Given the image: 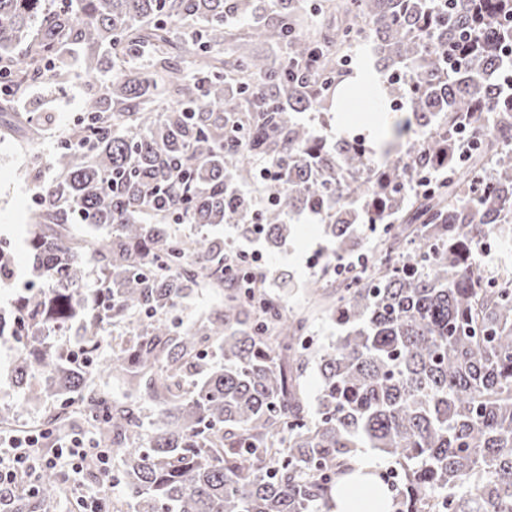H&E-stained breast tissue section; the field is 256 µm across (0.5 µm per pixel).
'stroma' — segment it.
Listing matches in <instances>:
<instances>
[{
    "instance_id": "1",
    "label": "stroma",
    "mask_w": 512,
    "mask_h": 512,
    "mask_svg": "<svg viewBox=\"0 0 512 512\" xmlns=\"http://www.w3.org/2000/svg\"><path fill=\"white\" fill-rule=\"evenodd\" d=\"M88 83L80 69L73 67L61 83L36 84L27 98L13 102L14 112L24 116L29 124L40 126L41 134L35 141L24 139L23 132L0 134V247L7 249L13 259L14 277L0 287V308L9 307L17 289L30 283L27 239L38 207L32 197L38 193V181L49 180L54 172L48 166L53 152L64 141L69 128L81 122L83 99ZM302 121L319 136L332 139L337 134L365 135L368 146H376V135L367 131L366 116L346 122L336 111L302 114ZM293 226L290 239L274 253H265L261 240L237 242L236 247L248 252H264L265 268L287 273L292 283L280 289L279 294L287 313L304 312L309 317V333L319 345H327L337 330L335 325L313 306L310 283L318 272L312 269L309 258L313 251L327 250L320 217L301 213L289 219Z\"/></svg>"
}]
</instances>
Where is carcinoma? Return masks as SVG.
<instances>
[{
	"label": "carcinoma",
	"mask_w": 512,
	"mask_h": 512,
	"mask_svg": "<svg viewBox=\"0 0 512 512\" xmlns=\"http://www.w3.org/2000/svg\"><path fill=\"white\" fill-rule=\"evenodd\" d=\"M299 0H0V71L17 94L59 81L79 61L112 83L86 93L85 120L54 154L28 247L47 286L16 294L0 337L21 345L15 385L52 397L55 433L83 421L121 456L125 501L111 512H330L360 448L391 457L380 475L393 512H512V267L487 272L475 244L512 237V0H322L331 22L302 23ZM256 24L253 52L236 22ZM187 21L170 61L171 24ZM373 36L385 102L411 116L383 129L379 151L354 137L333 144L300 120L352 91V41ZM285 47L288 62L274 55ZM494 116L497 133L483 134ZM419 138L405 140L406 128ZM277 170L276 203L253 207L255 161ZM447 173L435 191L420 174ZM318 214L332 257L356 253L359 225L389 224L370 268L319 281L340 334L315 353L320 391L311 421L293 373L307 331L266 292L268 323L224 276L235 242L282 248L291 214ZM82 219L76 237L67 226ZM224 224L232 239L200 242L169 226ZM98 287L82 286L88 249ZM199 289L222 296L211 315L175 326ZM24 321L23 329L15 321ZM135 331L107 371L118 401L86 383L85 367L51 334L73 333L98 354L109 327ZM155 408L142 415L140 401ZM65 492L40 478V501Z\"/></svg>",
	"instance_id": "1"
}]
</instances>
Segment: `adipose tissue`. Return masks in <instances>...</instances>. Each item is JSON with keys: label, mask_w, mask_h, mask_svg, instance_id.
Returning <instances> with one entry per match:
<instances>
[{"label": "adipose tissue", "mask_w": 512, "mask_h": 512, "mask_svg": "<svg viewBox=\"0 0 512 512\" xmlns=\"http://www.w3.org/2000/svg\"><path fill=\"white\" fill-rule=\"evenodd\" d=\"M349 480L336 490V506L332 512H390V495L379 483L376 462L359 460L353 464Z\"/></svg>", "instance_id": "obj_1"}]
</instances>
